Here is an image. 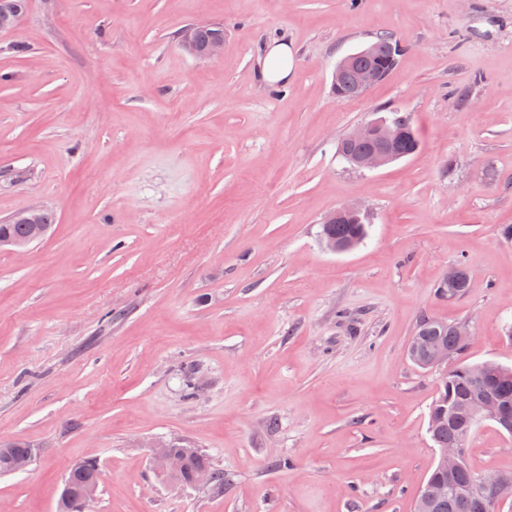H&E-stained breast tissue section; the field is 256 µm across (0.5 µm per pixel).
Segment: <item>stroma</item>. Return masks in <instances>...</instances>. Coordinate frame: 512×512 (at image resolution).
I'll return each instance as SVG.
<instances>
[{"label":"stroma","instance_id":"35a3bbf8","mask_svg":"<svg viewBox=\"0 0 512 512\" xmlns=\"http://www.w3.org/2000/svg\"><path fill=\"white\" fill-rule=\"evenodd\" d=\"M191 24L223 54L186 52ZM382 34L395 68L337 98V61ZM274 40L294 69L269 88ZM391 110L416 154L339 158ZM353 202L368 239L326 251ZM38 206L48 236L0 248V441L40 454L0 475V512H56L84 458L93 512H414L440 378L407 356L417 323L512 367V0H27L0 32V224ZM459 264L471 287L442 297ZM159 440L223 489L173 485ZM467 461L512 472V438L483 423ZM220 28L210 25L197 26V44L199 50H202L210 41L213 33ZM195 26L187 27L180 33L181 45L189 54L197 55V44L195 39ZM224 49V35L217 34L209 42L205 49V58H215L221 55ZM294 52L284 41H272L264 51L260 75L268 85L280 84L288 81L293 70ZM367 211L359 204L343 205L330 212L321 224L320 237L322 246L331 252H347L356 247L367 237V224H348L354 221L366 219ZM331 234L332 236H324ZM336 237V238H335ZM337 239V240H336ZM342 240V241H339ZM169 448L166 442L158 441L154 443L152 448H155L153 454V460L156 467L162 472L172 475L174 474L181 466V456L177 454L169 453L167 450L171 452H179L185 448H177L174 445ZM164 448H167L165 450ZM201 474H206V484L224 487V472L211 466L203 455L191 451L186 456L185 467L179 473L178 480L183 484L195 485Z\"/></svg>","mask_w":512,"mask_h":512}]
</instances>
